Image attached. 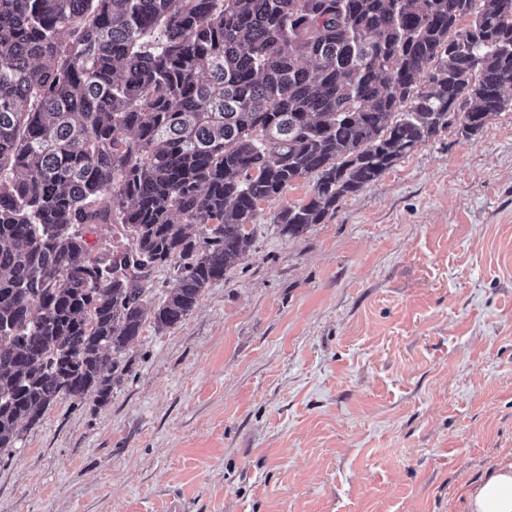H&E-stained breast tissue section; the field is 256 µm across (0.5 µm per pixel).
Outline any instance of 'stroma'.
Returning <instances> with one entry per match:
<instances>
[{
  "mask_svg": "<svg viewBox=\"0 0 512 512\" xmlns=\"http://www.w3.org/2000/svg\"><path fill=\"white\" fill-rule=\"evenodd\" d=\"M261 203L107 401L0 450V512H464L512 452V109L450 125L294 237Z\"/></svg>",
  "mask_w": 512,
  "mask_h": 512,
  "instance_id": "1",
  "label": "stroma"
}]
</instances>
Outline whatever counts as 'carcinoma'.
<instances>
[{"label": "carcinoma", "mask_w": 512, "mask_h": 512, "mask_svg": "<svg viewBox=\"0 0 512 512\" xmlns=\"http://www.w3.org/2000/svg\"><path fill=\"white\" fill-rule=\"evenodd\" d=\"M429 86L420 87L422 75ZM512 88V0H0V449L60 396L102 401L249 244L297 236ZM116 224L95 250L85 234ZM177 267L162 302L152 271Z\"/></svg>", "instance_id": "obj_1"}]
</instances>
